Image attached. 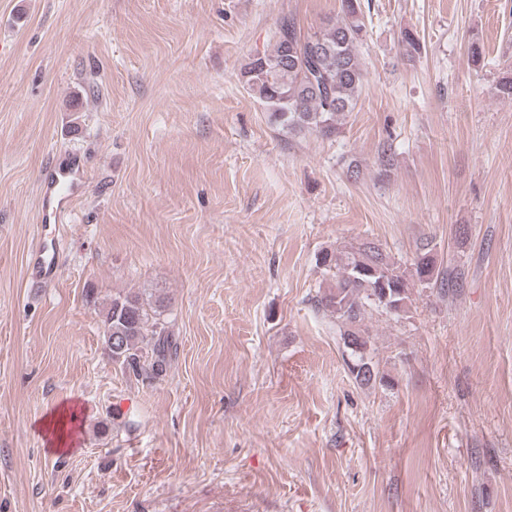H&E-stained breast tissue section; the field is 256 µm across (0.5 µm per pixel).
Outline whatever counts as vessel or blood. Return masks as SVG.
I'll use <instances>...</instances> for the list:
<instances>
[{
  "mask_svg": "<svg viewBox=\"0 0 512 512\" xmlns=\"http://www.w3.org/2000/svg\"><path fill=\"white\" fill-rule=\"evenodd\" d=\"M82 178V165L77 155L68 154L52 159L39 177L40 223L61 221L70 207L73 191ZM29 265L32 269V287L40 288L49 283L56 273L53 247L42 245L33 250Z\"/></svg>",
  "mask_w": 512,
  "mask_h": 512,
  "instance_id": "vessel-or-blood-1",
  "label": "vessel or blood"
}]
</instances>
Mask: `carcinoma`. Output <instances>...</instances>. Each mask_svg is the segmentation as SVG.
<instances>
[{"label": "carcinoma", "instance_id": "1", "mask_svg": "<svg viewBox=\"0 0 512 512\" xmlns=\"http://www.w3.org/2000/svg\"><path fill=\"white\" fill-rule=\"evenodd\" d=\"M365 31L361 0H342V13L318 30L303 32L284 17L272 35V48L249 58L240 75L250 92L277 119L296 133L324 137L339 133L340 121L355 110L365 86L359 46ZM321 263L333 270L334 284L318 291L315 307L336 319L347 368L359 387L384 384L372 358L362 324L367 308L403 311L409 279L382 244L366 240ZM417 281L438 282L439 270L430 244L414 263ZM161 298L150 303L135 292H119L104 308V344L112 362L136 377L159 379L177 345Z\"/></svg>", "mask_w": 512, "mask_h": 512}]
</instances>
